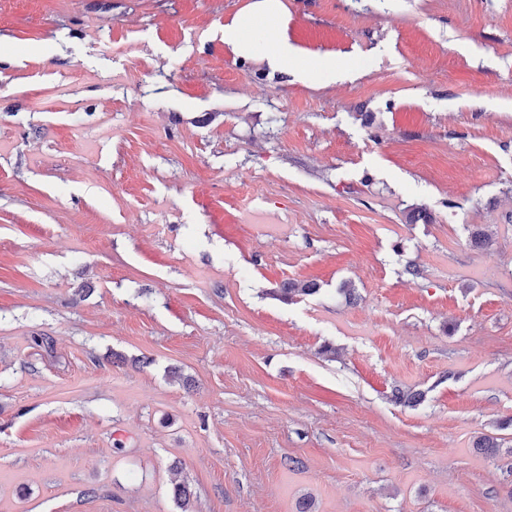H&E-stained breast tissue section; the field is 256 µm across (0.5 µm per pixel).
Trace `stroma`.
<instances>
[{
    "label": "stroma",
    "mask_w": 512,
    "mask_h": 512,
    "mask_svg": "<svg viewBox=\"0 0 512 512\" xmlns=\"http://www.w3.org/2000/svg\"><path fill=\"white\" fill-rule=\"evenodd\" d=\"M253 3L0 0V512H512V0ZM282 14V3L279 0H258L248 17L235 18L224 25V43L239 54H248L252 31L256 27H263L267 45L264 55L267 66L271 70L287 68L299 82L313 83L315 69L301 61L298 51L288 43L276 23L273 31L268 28V21H279Z\"/></svg>",
    "instance_id": "35a3bbf8"
}]
</instances>
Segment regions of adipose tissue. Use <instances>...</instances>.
<instances>
[{
  "instance_id": "adipose-tissue-1",
  "label": "adipose tissue",
  "mask_w": 512,
  "mask_h": 512,
  "mask_svg": "<svg viewBox=\"0 0 512 512\" xmlns=\"http://www.w3.org/2000/svg\"><path fill=\"white\" fill-rule=\"evenodd\" d=\"M283 14L280 0H256L252 13L245 18L233 19L224 26V42L235 52L250 51V36L255 28H265V62L270 69L291 70L296 80L309 84L315 80V70L303 63L299 53L291 46L281 29H269L270 20L280 19Z\"/></svg>"
}]
</instances>
